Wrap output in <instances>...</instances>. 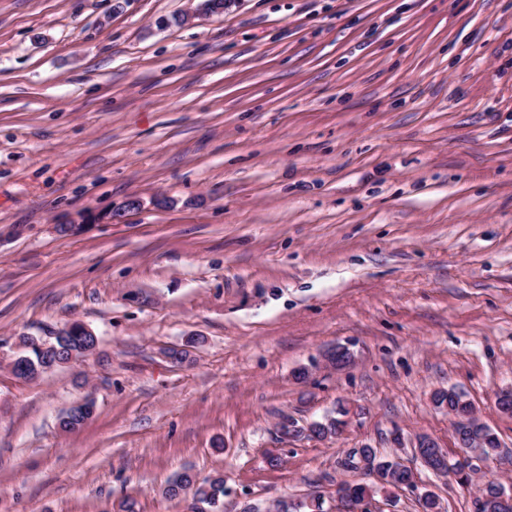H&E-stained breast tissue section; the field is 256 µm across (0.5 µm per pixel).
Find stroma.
I'll use <instances>...</instances> for the list:
<instances>
[{
	"mask_svg": "<svg viewBox=\"0 0 512 512\" xmlns=\"http://www.w3.org/2000/svg\"><path fill=\"white\" fill-rule=\"evenodd\" d=\"M197 2L0 0V512H190L186 470L224 512H336L395 435L416 484L377 512H474L414 447L456 458L431 395L460 391L512 487V0ZM73 321L92 355L11 375ZM342 404L333 439L280 429ZM93 401L84 405L72 406L60 417V427L69 432L79 430L93 412ZM187 493L192 494L195 502L192 511H203L202 508L196 506L197 504H207L209 507H212L216 502L223 504L224 475L218 472L200 482L195 474L186 470L170 481L165 489V494L171 498ZM220 504H217L216 508H220Z\"/></svg>",
	"mask_w": 512,
	"mask_h": 512,
	"instance_id": "obj_1",
	"label": "stroma"
}]
</instances>
